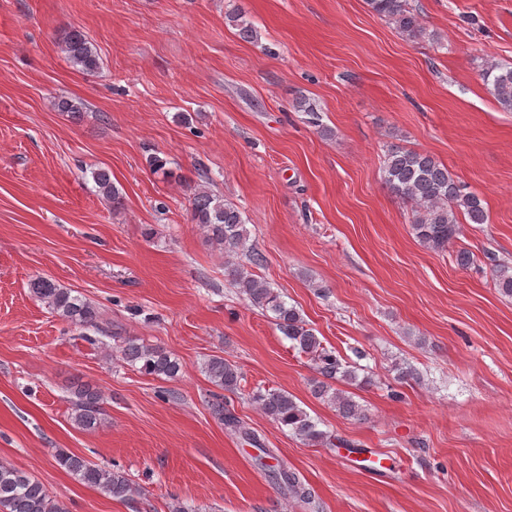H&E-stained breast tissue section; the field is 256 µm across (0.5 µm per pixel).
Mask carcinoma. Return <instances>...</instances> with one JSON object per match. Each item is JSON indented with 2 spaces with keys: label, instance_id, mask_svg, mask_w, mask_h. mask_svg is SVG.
Wrapping results in <instances>:
<instances>
[{
  "label": "carcinoma",
  "instance_id": "cac0c4a2",
  "mask_svg": "<svg viewBox=\"0 0 512 512\" xmlns=\"http://www.w3.org/2000/svg\"><path fill=\"white\" fill-rule=\"evenodd\" d=\"M376 16L395 24L408 38H419L424 33L419 14L409 0H366ZM239 38L254 42L259 31L246 12L238 7L226 15ZM65 59L76 69L87 74L100 68V57L83 31L71 30L61 43ZM484 85L500 108L512 112V63L486 61L480 70ZM297 112L308 116V123L324 136L332 134L322 123V116L313 101L301 94L292 102ZM384 182L397 197L410 204L412 230L422 243L433 250L448 248L461 235V224H484L488 215L483 199L456 181L448 168L432 155L400 146L391 147L384 160ZM92 177L103 198L117 208L122 204L119 189L112 183L105 169L92 172ZM189 210L191 223L198 225L207 237L224 252V272L239 294L252 306L272 314L276 327L292 341L301 353L310 356L317 377L310 382L312 394L327 400L345 417L361 418L363 409L346 391L333 387L335 383L351 384L357 380L354 364L341 358L336 351L323 345L316 330L304 319L300 310L283 299L269 282L257 276L245 265L235 261L244 254L251 264L262 265L263 257L247 246L249 240L240 210L231 202L214 194L205 185L190 189ZM495 286L512 297V267L496 264L493 269ZM32 292L55 316L86 331L104 332L99 325L98 309L82 296L62 288L48 278H37L30 284ZM122 360L139 366V370L154 376L175 377L181 369L178 360L158 346L146 345L139 339L126 337L119 346ZM204 372L220 390L234 391L240 387L241 373L236 365L220 356L209 359ZM74 422L81 428L98 424L104 403L103 393L87 384L74 388ZM250 401L260 407L273 422L288 430L308 445L334 447L336 437L318 428V422L302 408L292 395L283 390L256 388L249 393ZM214 416L234 431L246 444L258 449L261 456L269 450L261 438L246 427L224 403V396L216 394L211 403ZM57 462L79 482L99 490L119 501H129L137 489L124 473L93 464L84 458L59 451ZM275 483L288 491V496L300 501L312 497L309 488L298 474L286 465L272 469ZM0 512H66V508L51 496L43 485L25 472L7 462H0Z\"/></svg>",
  "mask_w": 512,
  "mask_h": 512
}]
</instances>
